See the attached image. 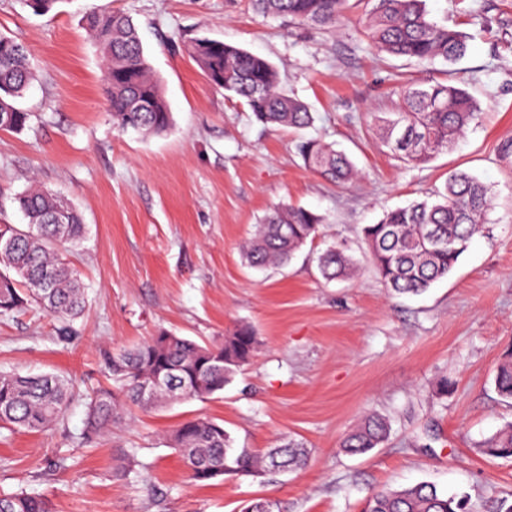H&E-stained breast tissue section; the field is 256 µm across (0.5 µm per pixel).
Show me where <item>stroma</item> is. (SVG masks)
Masks as SVG:
<instances>
[{
	"label": "stroma",
	"mask_w": 512,
	"mask_h": 512,
	"mask_svg": "<svg viewBox=\"0 0 512 512\" xmlns=\"http://www.w3.org/2000/svg\"><path fill=\"white\" fill-rule=\"evenodd\" d=\"M425 4L431 19L466 35L459 62L375 52L363 33L370 0H348L343 26L308 30L257 14L250 0H55L45 13L0 0V35L26 47L36 75L20 101L25 128L0 130V224H25L14 197L35 181L87 226L82 242L59 248L85 286L76 337L59 341L56 319L36 306L0 315V370L57 374L79 393L51 430L0 429V491L44 496L52 512H239L257 497L280 512H361L372 491L429 482L462 498L466 512L512 506V458L480 451L512 423V400L495 389L498 367L512 359V0ZM109 11L138 30L172 112L163 134L112 123L86 28L88 14ZM197 37L273 62L313 112L311 136L345 150L360 178L323 180L299 156L298 132L263 126L212 87L184 50ZM435 83L467 89L480 111L453 149L404 165L366 115L396 111L403 86ZM454 171L493 193L484 234L447 278L391 294L362 227L424 199ZM288 204L326 215L321 234L284 267H246L240 246L253 224ZM333 240L351 245L358 269L328 283L316 256ZM240 325L253 328L258 351L223 392L138 413L83 444L82 395L106 385L105 353L161 330L212 342ZM369 412L389 420L388 440L344 453L343 437ZM200 415L258 453L302 440L308 462L295 473L192 484L166 435ZM130 450L139 476L113 477Z\"/></svg>",
	"instance_id": "stroma-1"
}]
</instances>
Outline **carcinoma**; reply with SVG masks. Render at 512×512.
I'll return each instance as SVG.
<instances>
[{"mask_svg": "<svg viewBox=\"0 0 512 512\" xmlns=\"http://www.w3.org/2000/svg\"><path fill=\"white\" fill-rule=\"evenodd\" d=\"M347 0H253L257 12L288 19L301 28H334L344 17ZM87 28L104 60V80L112 120L118 128L159 134L171 126V112L154 79L142 41L132 20L120 12L91 13ZM365 35L380 53L397 58L453 64L467 52L465 36L428 18L424 0H374ZM209 82L224 78L219 88L245 101L265 126L302 130L313 126L308 106L285 93L278 70L265 57L221 40L195 38L186 46ZM33 80L24 47L0 35V113L14 117L9 129L24 128L28 113L16 99ZM401 111L370 113L390 152L401 161L421 165L454 146L475 119L477 106L468 91L436 83L401 91ZM147 103L141 111L138 105ZM305 165L339 187L350 184L358 171L342 151L317 138L297 144ZM28 219L26 228H0V314L35 305L60 320L58 336L75 335L72 323L85 311L84 287L77 273L59 256L58 245L77 244L86 233L81 214L68 207L65 221L54 224L60 197L31 187L15 197ZM488 189L466 172H455L443 188L420 201L385 211L375 224L363 227L369 259L382 282L397 294H419L448 276L474 234L489 221ZM324 215L299 206L268 211L254 225L242 246L241 258L255 269L288 264L314 238ZM344 243L329 245L318 257L327 280L346 277L356 264ZM24 287H16V283ZM257 337L240 326L211 343L161 331L143 343L112 354L107 369L112 386L88 397L86 437L112 429L136 409H152L172 401L210 398L224 390L254 357ZM499 395L512 399V361L502 364L495 378ZM75 397L67 380L53 374L0 372V426L41 432L58 423ZM389 434L387 420L365 416L348 433L342 448L353 454L379 446ZM169 441L181 455L188 477L207 482L228 476L286 473L305 465V445L289 439L265 456L234 447L224 426L206 417L180 423ZM493 458H512V424L500 429L483 448ZM131 450L113 466V475L127 479L137 473ZM0 512H50L48 501L23 490L0 493ZM364 512H463L462 502L431 483L372 493Z\"/></svg>", "mask_w": 512, "mask_h": 512, "instance_id": "carcinoma-1", "label": "carcinoma"}]
</instances>
